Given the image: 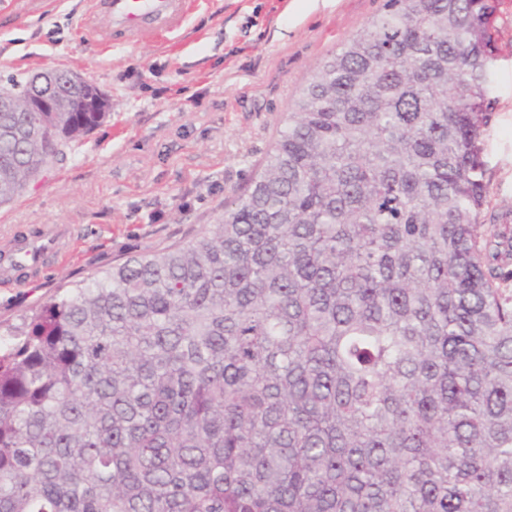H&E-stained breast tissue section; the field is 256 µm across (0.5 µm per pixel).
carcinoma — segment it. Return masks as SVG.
<instances>
[{
    "mask_svg": "<svg viewBox=\"0 0 512 512\" xmlns=\"http://www.w3.org/2000/svg\"><path fill=\"white\" fill-rule=\"evenodd\" d=\"M493 0H385L248 190L0 338V512H512ZM0 112V205L110 105Z\"/></svg>",
    "mask_w": 512,
    "mask_h": 512,
    "instance_id": "carcinoma-1",
    "label": "carcinoma"
}]
</instances>
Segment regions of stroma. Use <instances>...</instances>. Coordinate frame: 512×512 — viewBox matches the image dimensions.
Wrapping results in <instances>:
<instances>
[{"label":"stroma","mask_w":512,"mask_h":512,"mask_svg":"<svg viewBox=\"0 0 512 512\" xmlns=\"http://www.w3.org/2000/svg\"><path fill=\"white\" fill-rule=\"evenodd\" d=\"M384 0H191L157 38L97 34L91 0H0V86L47 69L81 73L112 109L0 205V250L46 224L72 242L0 288V333L63 285L135 252L188 242L247 191L312 67L379 13ZM497 51L487 130L486 218L512 213V0L489 19Z\"/></svg>","instance_id":"obj_1"}]
</instances>
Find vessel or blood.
Masks as SVG:
<instances>
[{"mask_svg":"<svg viewBox=\"0 0 512 512\" xmlns=\"http://www.w3.org/2000/svg\"><path fill=\"white\" fill-rule=\"evenodd\" d=\"M93 9L101 28L148 38L173 32L186 17L183 0H94ZM69 235L68 225L48 224L37 235L15 239L10 249L0 252V275L37 268L48 255L59 252Z\"/></svg>","mask_w":512,"mask_h":512,"instance_id":"obj_1","label":"vessel or blood"}]
</instances>
